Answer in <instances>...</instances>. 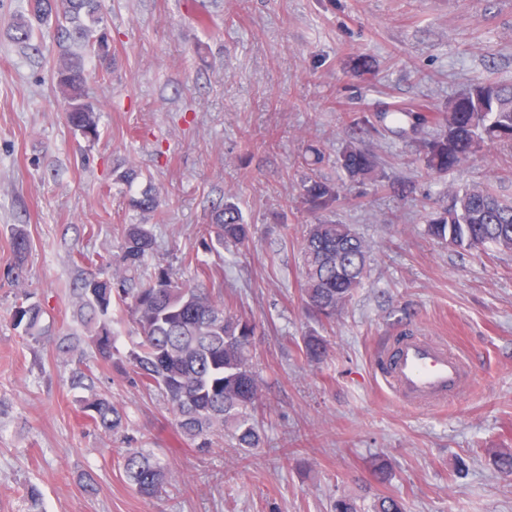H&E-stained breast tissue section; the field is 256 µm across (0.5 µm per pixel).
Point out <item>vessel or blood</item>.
<instances>
[{
  "label": "vessel or blood",
  "instance_id": "vessel-or-blood-1",
  "mask_svg": "<svg viewBox=\"0 0 512 512\" xmlns=\"http://www.w3.org/2000/svg\"><path fill=\"white\" fill-rule=\"evenodd\" d=\"M374 370L396 399L421 409L434 408L461 393L467 382L465 364L457 353L437 340L412 334L379 349Z\"/></svg>",
  "mask_w": 512,
  "mask_h": 512
}]
</instances>
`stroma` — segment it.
Wrapping results in <instances>:
<instances>
[{
    "label": "stroma",
    "instance_id": "1",
    "mask_svg": "<svg viewBox=\"0 0 512 512\" xmlns=\"http://www.w3.org/2000/svg\"><path fill=\"white\" fill-rule=\"evenodd\" d=\"M25 0H0V512H330L339 498L371 512L391 496L405 512H512V253L448 249L426 233L446 185L512 195V149L489 147L452 173L427 172L411 140L386 130L350 135L346 116L393 102L443 107L474 82H512V0H102L116 63L92 85L99 139L74 136L52 77L56 51L11 39ZM217 19L220 36L197 24ZM364 55L371 71L354 69ZM374 150L384 182L351 186L330 219L370 247L362 288L334 322L306 316L301 238L320 214L300 202L308 146L325 177L347 140ZM134 168L132 186L114 169ZM408 182L402 197L391 183ZM153 185L152 265L179 281L222 267L224 301L256 326L260 447L214 438L199 451L161 395L122 365L96 358L73 290L82 255L117 262V227L139 222L132 191ZM236 203L253 233L210 251L199 234L212 208ZM29 248L17 261L14 227ZM21 265L19 279L8 272ZM41 303L50 339H26L11 314L23 292ZM441 338L471 362L470 388L429 410L402 405L378 381L377 349L401 326ZM327 343L310 361L299 344ZM75 344L63 355L64 339ZM91 388L73 385L77 373ZM103 392L125 410L128 436L96 430L80 409ZM149 448L171 481L157 499L124 473L128 447ZM392 475L376 482L372 462ZM96 493H86L85 475Z\"/></svg>",
    "mask_w": 512,
    "mask_h": 512
}]
</instances>
